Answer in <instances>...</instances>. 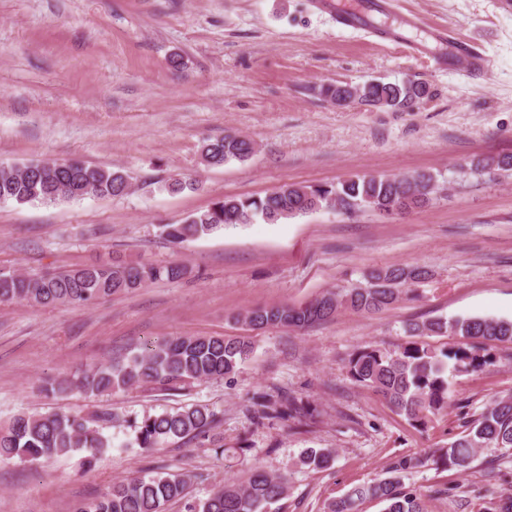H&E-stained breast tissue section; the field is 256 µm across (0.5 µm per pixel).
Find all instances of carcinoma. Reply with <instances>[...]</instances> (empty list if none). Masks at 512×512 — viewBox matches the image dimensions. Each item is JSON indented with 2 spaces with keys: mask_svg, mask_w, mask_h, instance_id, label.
I'll use <instances>...</instances> for the list:
<instances>
[{
  "mask_svg": "<svg viewBox=\"0 0 512 512\" xmlns=\"http://www.w3.org/2000/svg\"><path fill=\"white\" fill-rule=\"evenodd\" d=\"M361 103L374 107L414 108L427 95L424 85L406 81L400 85L374 81L361 87ZM254 152V143L243 136L227 134L208 141L202 159L210 166L230 159L244 160ZM497 167L512 169V156L482 159L471 170L480 173ZM436 177L431 173L355 176L338 183L287 184L263 197H231L190 215L181 224H162L160 233L174 244L209 235L229 224H250L257 219L275 224L324 207L346 214L370 209L380 214L402 205L411 211L427 204ZM125 174L110 168L91 167L78 160L66 162L28 161L0 165V200L17 204H53L85 197L125 194ZM185 274L181 265L128 264L99 260L77 268L45 275L0 272V302L20 301L38 307L79 305L90 307L114 294L132 292L158 280H176ZM421 267H388L372 270L364 283L340 292L328 291L300 306L288 304L252 309L236 320L247 327L284 326L304 330L333 317L341 308L375 312L415 292L427 279ZM413 337L394 350L367 345L348 360L352 381L382 396L391 408L414 427L426 428L433 418L448 409V375L477 373L490 363L485 345L492 341L512 342V320L480 316L435 317L405 324ZM459 336L470 344L437 351L416 341L422 336ZM254 353L252 342L223 336L174 337L163 343L145 345L111 361L90 366L61 380L50 379L48 394L77 390L101 395L116 389L143 384L173 388L188 381L222 378L236 372ZM112 423V413L92 417L59 413L21 412L0 423V463H40L54 456L82 453L87 467L110 448L112 437L103 427ZM133 444L152 452L181 440L207 441L223 448L215 433L220 420L205 407L145 413L127 420ZM483 448L512 453V395L492 399L480 413L467 421L455 439L436 449L432 458H402L389 476L358 486L344 497L325 505V512H359L366 500L384 504V512H427L420 493L408 490L401 473L431 461L445 469L464 470ZM333 458L330 449L313 450L302 464L322 468ZM189 475L157 473L131 477L112 484L99 495L78 502L73 512H164L165 505L184 500ZM288 498L287 480L260 467L251 470L242 483L229 481L216 487L203 500H185V512H284Z\"/></svg>",
  "mask_w": 512,
  "mask_h": 512,
  "instance_id": "carcinoma-1",
  "label": "carcinoma"
}]
</instances>
